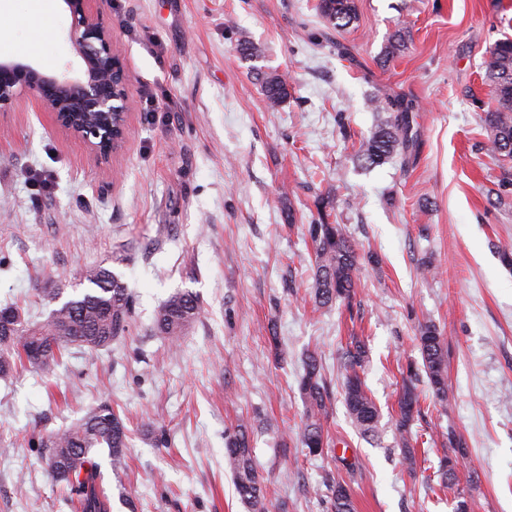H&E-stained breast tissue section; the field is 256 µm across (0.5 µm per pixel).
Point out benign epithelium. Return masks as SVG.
Listing matches in <instances>:
<instances>
[{"label":"benign epithelium","instance_id":"1","mask_svg":"<svg viewBox=\"0 0 512 512\" xmlns=\"http://www.w3.org/2000/svg\"><path fill=\"white\" fill-rule=\"evenodd\" d=\"M63 2L70 15L68 39L84 63L83 77L47 75L27 64L0 60V112L22 101L44 104L59 131L106 160L131 134L129 75L114 50L112 31L92 6L94 0Z\"/></svg>","mask_w":512,"mask_h":512}]
</instances>
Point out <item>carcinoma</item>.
<instances>
[{
	"label": "carcinoma",
	"instance_id": "carcinoma-1",
	"mask_svg": "<svg viewBox=\"0 0 512 512\" xmlns=\"http://www.w3.org/2000/svg\"><path fill=\"white\" fill-rule=\"evenodd\" d=\"M322 23L328 30H342L357 20L356 0H319ZM410 35L399 30L384 50L389 62L407 49ZM269 109L280 107L289 95L288 81L282 75L255 71ZM485 76L495 93L496 107L484 113L489 131L488 150L512 162V39L496 42L485 60ZM376 108L391 115L377 125L371 137L360 144L358 161L366 167L385 163L408 148L409 107L387 97L377 99ZM309 234L314 246V285L316 302L321 305L336 300L349 301L354 295L358 252L342 224H312ZM81 281L89 288L63 298L62 288H42L40 296L55 305L44 320H26L15 305L0 307V315L11 318V328L0 330V378L11 375L16 365H28L51 374L59 365L63 351L75 346L94 354L112 346L124 337L133 314V300L120 276L102 266L82 271ZM197 296L177 292L159 308L154 328L164 336L177 339L200 316ZM417 340L429 390L435 400L448 404L446 380L447 344L443 332L434 323L424 321L417 326ZM36 347L29 354L28 347ZM367 350L357 336L341 353L344 369L343 402L354 427L363 436L377 434L379 410L368 393L361 372ZM416 374L411 372L403 386L395 430L404 447L405 460L414 464L415 449L409 436L415 416L420 413ZM306 410L301 443L308 454L316 456L330 447L323 421L332 410V397L323 375L322 357L313 351L305 356L304 374L299 380ZM129 430L112 407L104 404L86 414L78 422L40 438L34 447L42 450L48 472L61 489L64 501L77 512H112V501L104 484L94 453L105 448L112 468L124 465L129 448ZM225 454L232 467L236 490L241 499L256 512H267L263 478L253 461L252 448L244 427L225 437ZM466 455L462 442L456 443L455 455L444 459L440 467L443 483L453 485L460 459ZM334 512H353L354 503L348 484L338 481L330 487Z\"/></svg>",
	"mask_w": 512,
	"mask_h": 512
}]
</instances>
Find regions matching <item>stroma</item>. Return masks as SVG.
I'll use <instances>...</instances> for the list:
<instances>
[{"mask_svg": "<svg viewBox=\"0 0 512 512\" xmlns=\"http://www.w3.org/2000/svg\"><path fill=\"white\" fill-rule=\"evenodd\" d=\"M318 0H95L131 80L132 134L97 160L46 107L0 112V301L40 318L42 288L73 295L87 267L120 274L128 333L94 355L72 348L50 375L0 380V512H71L32 443L109 404L130 431L125 465L96 460L112 512H252L224 455L244 425L271 512H331L343 478L355 512H512V186L485 145L495 101L484 62L512 39V0H356L330 31ZM0 58L80 76L65 9L46 29L31 0H0ZM412 41L383 63L395 28ZM261 46L250 61L240 40ZM287 74L266 104L254 68ZM385 94L411 109L401 156L370 170L355 154ZM345 225L359 271L351 305L316 303L318 220ZM438 270L419 274L422 261ZM189 291L202 312L178 345L152 330L158 307ZM448 345V405L419 384L407 469L394 416L408 370H421L419 321ZM277 344H270V336ZM364 341L378 435L362 437L340 400L339 354ZM323 353L336 400L334 445L310 457L299 435L301 358ZM165 431L168 445L154 444ZM463 440L454 488L441 460Z\"/></svg>", "mask_w": 512, "mask_h": 512, "instance_id": "stroma-1", "label": "stroma"}]
</instances>
